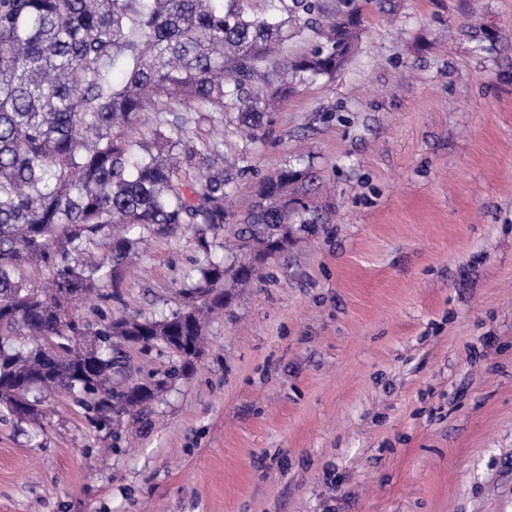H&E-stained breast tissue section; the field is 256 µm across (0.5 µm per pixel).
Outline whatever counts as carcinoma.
I'll return each instance as SVG.
<instances>
[{
  "mask_svg": "<svg viewBox=\"0 0 512 512\" xmlns=\"http://www.w3.org/2000/svg\"><path fill=\"white\" fill-rule=\"evenodd\" d=\"M320 10L319 0H270L253 15L238 0H0V406L14 419L38 422L52 393L99 430L114 413L143 412L179 369L129 383V337L144 352L200 353L224 283L250 284L273 249H288L290 215L309 212L299 189L314 179L291 164L260 182L238 253L214 257L237 179L215 114L230 109L263 137L296 85L333 76L355 34L336 21L284 61L280 83L265 76ZM145 112L156 114L147 132ZM178 230L201 254L182 305L112 315L126 260L146 237Z\"/></svg>",
  "mask_w": 512,
  "mask_h": 512,
  "instance_id": "carcinoma-1",
  "label": "carcinoma"
}]
</instances>
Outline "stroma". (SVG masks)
I'll list each match as a JSON object with an SVG mask.
<instances>
[{"label": "stroma", "mask_w": 512, "mask_h": 512, "mask_svg": "<svg viewBox=\"0 0 512 512\" xmlns=\"http://www.w3.org/2000/svg\"><path fill=\"white\" fill-rule=\"evenodd\" d=\"M359 6L266 136L221 120L224 236L289 163L319 178L312 224L144 414L0 409V512H512V0ZM197 257L154 236L119 309H175Z\"/></svg>", "instance_id": "obj_1"}]
</instances>
